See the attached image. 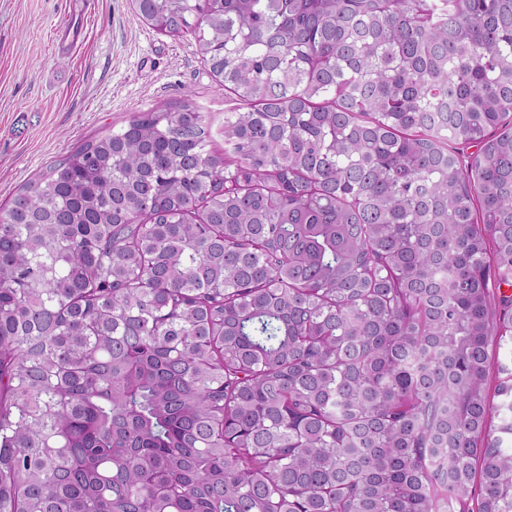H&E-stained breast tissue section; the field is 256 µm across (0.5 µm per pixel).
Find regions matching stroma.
<instances>
[{"label": "stroma", "mask_w": 512, "mask_h": 512, "mask_svg": "<svg viewBox=\"0 0 512 512\" xmlns=\"http://www.w3.org/2000/svg\"><path fill=\"white\" fill-rule=\"evenodd\" d=\"M71 0H0V204L85 138L190 99L224 144L229 105L192 33L156 32L131 0H91L86 39L59 55Z\"/></svg>", "instance_id": "stroma-1"}]
</instances>
